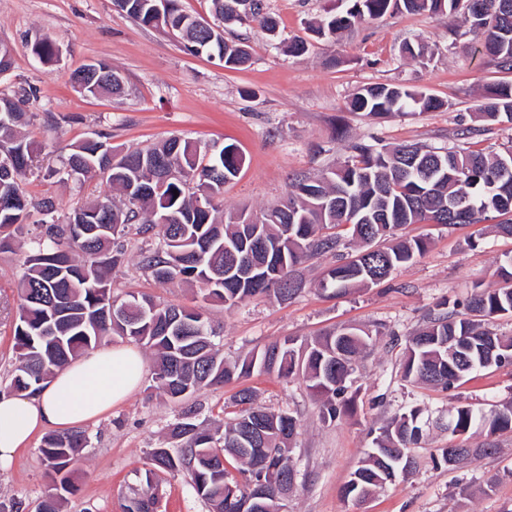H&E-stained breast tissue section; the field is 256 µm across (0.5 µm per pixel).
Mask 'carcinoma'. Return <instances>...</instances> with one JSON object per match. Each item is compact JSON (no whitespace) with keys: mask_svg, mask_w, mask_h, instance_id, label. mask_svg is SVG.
<instances>
[{"mask_svg":"<svg viewBox=\"0 0 512 512\" xmlns=\"http://www.w3.org/2000/svg\"><path fill=\"white\" fill-rule=\"evenodd\" d=\"M393 0H347L348 7L328 17L315 32L334 34L381 17ZM408 11H463L470 30L481 35L482 49L495 66L512 73V0H400ZM143 26L167 28L186 41L192 53L215 51L224 67L236 69L249 60L247 49L224 41V32L200 27L179 0H114ZM84 94L121 92L112 69L100 63L72 79ZM443 103L402 85H371L355 94L354 112L380 116L392 112L436 110ZM476 118L512 122V84L491 86ZM29 119L18 102L0 96V252L13 250L16 239L30 236L33 249L23 260L17 284L13 324L15 363L9 388L21 395L49 382L73 358L94 349L109 336H121L154 350L155 388L182 400L202 386H222L255 373L289 378L303 375L307 388L323 397L319 413L334 423L352 411L348 395L357 358L372 345L369 332L347 327L311 341L287 338L253 350L233 362L219 357L208 310L219 303L231 309L259 296L288 300L304 285L300 265L340 248L335 229L351 225L358 243L339 255L320 288L340 294L377 285L422 254L427 241L399 231L410 224H478L489 215L512 213V152L492 158L480 151L437 153L416 145L374 150L357 143L353 154L325 176L295 179L288 202L261 212V222H248L246 210L220 216L216 199L224 183L236 176L243 156L231 146L207 156L199 143L172 137L146 149L120 151L98 134L70 145L68 177L84 183L98 176L123 192L116 203L99 195L75 209L66 220H47L49 200L34 201L21 188L37 146L22 133ZM175 171L177 178L162 180ZM178 194H173V191ZM40 223L30 225L34 214ZM151 233L159 242L143 259L161 284L174 281L200 285L197 307L162 305L146 294L112 295V271L123 264L120 239L129 229ZM512 315V286L483 289L471 295L463 313H440L407 337L401 363L410 384L451 390L473 372L512 366V336L492 328L498 316ZM238 407L224 427L199 420L188 409L169 425L166 438L149 449L146 489L137 490L125 512H153L152 490L160 475L180 473L212 512H242L247 498L258 493L264 512L283 507V486L295 479L291 453L283 452L299 420L286 411L257 404V392L243 387L233 396ZM448 433L492 436L512 430V402L484 411L470 406L448 410ZM429 435L422 409L408 408L380 428L374 447L342 487L346 500L371 496L412 469L411 449ZM82 429L46 435L42 459L51 476L49 493L40 503L58 512L64 494L73 490L72 466L89 447ZM491 452V448H443L440 459L450 466ZM237 464L240 478L224 462Z\"/></svg>","mask_w":512,"mask_h":512,"instance_id":"cac0c4a2","label":"carcinoma"}]
</instances>
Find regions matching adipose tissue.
<instances>
[{
  "instance_id": "obj_1",
  "label": "adipose tissue",
  "mask_w": 512,
  "mask_h": 512,
  "mask_svg": "<svg viewBox=\"0 0 512 512\" xmlns=\"http://www.w3.org/2000/svg\"><path fill=\"white\" fill-rule=\"evenodd\" d=\"M144 361L129 344L91 350L24 395L0 393V464L12 461L42 430H69L101 418L141 385Z\"/></svg>"
}]
</instances>
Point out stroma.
<instances>
[{"label":"stroma","mask_w":512,"mask_h":512,"mask_svg":"<svg viewBox=\"0 0 512 512\" xmlns=\"http://www.w3.org/2000/svg\"><path fill=\"white\" fill-rule=\"evenodd\" d=\"M277 25L267 37L257 20L225 27L224 39L248 46L251 60L227 69L207 55L185 51L179 37L140 25L113 0H0V44L13 55V69L0 80V96L19 88L34 94L22 106L30 122L24 132L43 146L24 188L35 199L51 198L62 219L93 199L101 179L78 183L63 173L73 142L104 134L112 145L135 150L173 136L198 141L208 149L230 145L244 162L224 186L223 210L257 212L287 199L294 175L315 177L339 166L353 143L376 147L418 143L461 147L490 154L512 150V122L484 126L474 114L488 86L512 82L483 55L479 40L461 16L410 13L393 7L378 19L319 37L313 28L341 11V0H264ZM300 36L308 49L291 55L288 42ZM51 38L59 49L48 64L32 47ZM419 45L416 57L402 55L403 43ZM103 61L124 79L123 94L88 97L77 92L72 73ZM375 84L416 87L442 101L430 112L369 117L350 111L360 89ZM409 234L426 237L428 247L414 262L385 281L342 296L318 286L336 255L306 262V286L288 300L257 298L234 308L214 306L210 317L221 328L220 353L231 361L287 337L310 340L345 326L369 331L372 348L354 374V410L330 424L303 377L253 375L247 386L258 401L296 416L292 441L298 477L286 512H512V431L475 435L470 447L493 444L491 454L457 466L435 465L440 449L451 447L447 434L415 449L416 470L365 501L343 500L340 488L373 442L372 429L395 413L421 407L429 417L458 405L490 409L512 400V368L478 371L449 391L415 387L402 378L401 342L434 313L453 311L477 288H496L497 268L512 257V237L480 224H415ZM125 258L112 274L114 294L151 295L175 306L198 304V286L160 284L142 269L155 239L128 233ZM31 248L19 240L0 253V388L9 383L16 284ZM151 378L111 414L86 424L91 444L73 475L75 490L60 512H124L133 490L144 486L143 462L169 424L186 408L220 425L237 384L203 388L174 401L158 396ZM34 439L10 464L0 466V503L16 512H36L50 478ZM155 512H209L185 478L166 474L155 491Z\"/></svg>","instance_id":"stroma-1"}]
</instances>
